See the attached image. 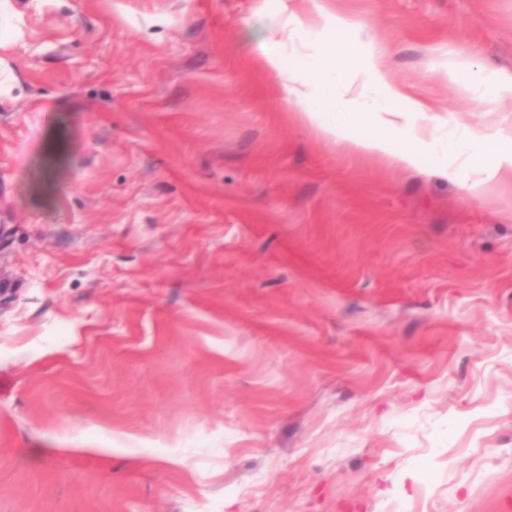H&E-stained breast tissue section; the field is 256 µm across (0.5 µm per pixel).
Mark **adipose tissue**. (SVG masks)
<instances>
[{
  "instance_id": "1",
  "label": "adipose tissue",
  "mask_w": 512,
  "mask_h": 512,
  "mask_svg": "<svg viewBox=\"0 0 512 512\" xmlns=\"http://www.w3.org/2000/svg\"><path fill=\"white\" fill-rule=\"evenodd\" d=\"M313 14L285 13L276 34L259 42L265 67L288 76V98L297 106L299 119L323 137L345 143L355 153H371L397 166L413 165L418 155L432 149L434 136L424 131V107L390 86L374 70L369 57L345 45L342 59L325 53L326 44L341 40L348 25L322 0H312ZM315 30L313 40L300 41L301 33ZM364 74L369 83L350 94L351 75ZM310 94H302L301 86ZM401 149H393L395 139ZM466 161L476 172L495 176L512 174V136L469 132Z\"/></svg>"
}]
</instances>
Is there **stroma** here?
<instances>
[{
    "label": "stroma",
    "mask_w": 512,
    "mask_h": 512,
    "mask_svg": "<svg viewBox=\"0 0 512 512\" xmlns=\"http://www.w3.org/2000/svg\"><path fill=\"white\" fill-rule=\"evenodd\" d=\"M446 145L293 117L311 0H0V512H512V0H324ZM466 162L476 172L487 175L474 181L468 188L470 192L499 172L512 174V136L469 132Z\"/></svg>",
    "instance_id": "stroma-1"
}]
</instances>
